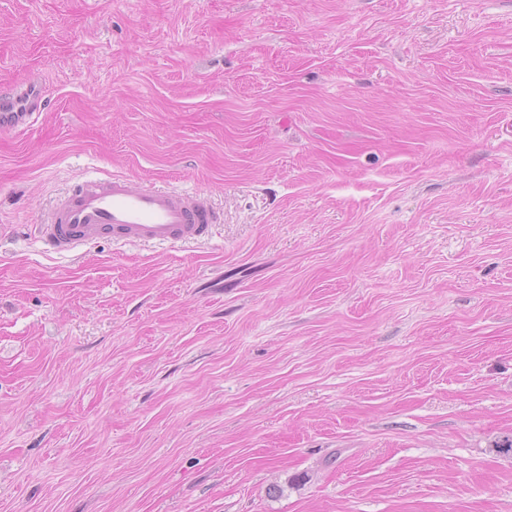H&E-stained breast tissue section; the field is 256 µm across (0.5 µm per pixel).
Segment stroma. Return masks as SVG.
I'll return each mask as SVG.
<instances>
[{
  "label": "stroma",
  "mask_w": 512,
  "mask_h": 512,
  "mask_svg": "<svg viewBox=\"0 0 512 512\" xmlns=\"http://www.w3.org/2000/svg\"><path fill=\"white\" fill-rule=\"evenodd\" d=\"M0 512H512V0H0ZM180 247L43 252L80 178ZM47 109L45 89L32 79L0 94V131L25 132ZM218 223V214L197 191L156 189L114 175L83 180L36 224V239L50 253L76 251L101 238L182 245L208 237Z\"/></svg>",
  "instance_id": "obj_1"
}]
</instances>
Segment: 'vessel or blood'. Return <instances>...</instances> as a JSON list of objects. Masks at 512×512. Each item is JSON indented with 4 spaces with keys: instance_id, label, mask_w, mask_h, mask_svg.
I'll return each instance as SVG.
<instances>
[{
    "instance_id": "1",
    "label": "vessel or blood",
    "mask_w": 512,
    "mask_h": 512,
    "mask_svg": "<svg viewBox=\"0 0 512 512\" xmlns=\"http://www.w3.org/2000/svg\"><path fill=\"white\" fill-rule=\"evenodd\" d=\"M46 108L38 80L11 85L0 92V131H26ZM218 221L199 192L157 189L115 175L83 180L38 224L37 240L50 253L75 251L101 238L182 245L208 237Z\"/></svg>"
}]
</instances>
